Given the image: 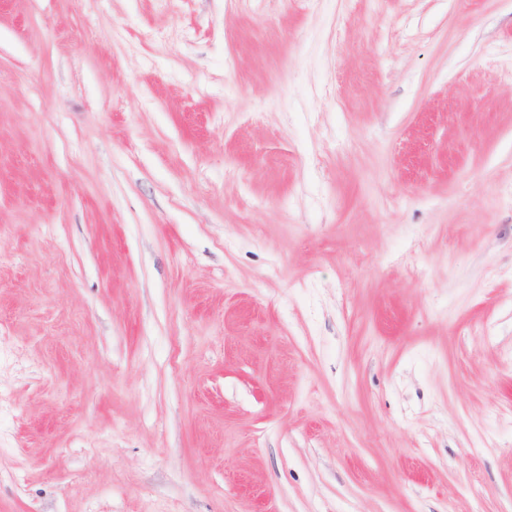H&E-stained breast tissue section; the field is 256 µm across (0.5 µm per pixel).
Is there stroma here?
<instances>
[{
  "mask_svg": "<svg viewBox=\"0 0 512 512\" xmlns=\"http://www.w3.org/2000/svg\"><path fill=\"white\" fill-rule=\"evenodd\" d=\"M0 512H512V0H0Z\"/></svg>",
  "mask_w": 512,
  "mask_h": 512,
  "instance_id": "1",
  "label": "stroma"
}]
</instances>
